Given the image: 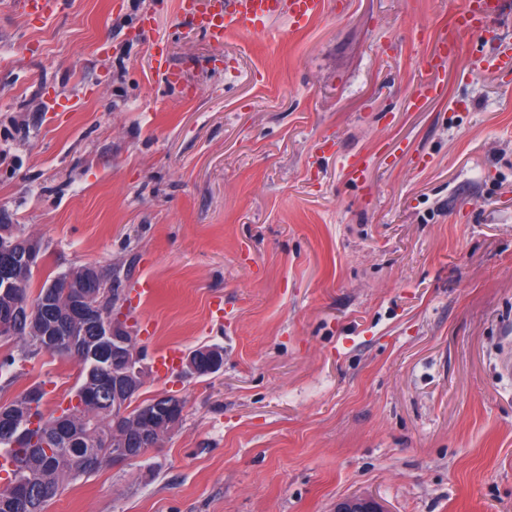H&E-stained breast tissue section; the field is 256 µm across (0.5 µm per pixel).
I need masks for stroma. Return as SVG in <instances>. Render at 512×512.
<instances>
[{
    "label": "stroma",
    "instance_id": "1",
    "mask_svg": "<svg viewBox=\"0 0 512 512\" xmlns=\"http://www.w3.org/2000/svg\"><path fill=\"white\" fill-rule=\"evenodd\" d=\"M343 2L220 46L178 25L177 0L0 8V220L45 246L35 284L95 265L145 358L224 349L208 376L149 373L139 401L175 396L180 423L46 512H335L354 495L512 512V84L472 70L469 37L445 98L411 111L421 31L460 0ZM157 45L195 97L157 73ZM79 371L17 360L0 403L38 386L60 412ZM64 5L62 0H17L15 6L27 17L41 20L58 13Z\"/></svg>",
    "mask_w": 512,
    "mask_h": 512
}]
</instances>
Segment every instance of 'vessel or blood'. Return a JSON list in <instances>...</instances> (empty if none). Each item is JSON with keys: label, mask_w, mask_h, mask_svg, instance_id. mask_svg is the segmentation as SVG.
<instances>
[{"label": "vessel or blood", "mask_w": 512, "mask_h": 512, "mask_svg": "<svg viewBox=\"0 0 512 512\" xmlns=\"http://www.w3.org/2000/svg\"><path fill=\"white\" fill-rule=\"evenodd\" d=\"M16 6L30 19L40 20L58 13L63 0H16ZM327 8V0H178L177 13L181 23L220 44L228 33L261 32L271 20L283 15L293 30L304 29L325 14ZM504 15V0H463L449 26L438 35L429 75L417 81L410 98L411 107L419 109L427 101L444 97L446 86L439 74L448 62L462 55L463 35L499 33L498 22ZM485 63L502 80L511 81L512 45H499Z\"/></svg>", "instance_id": "b4317fda"}]
</instances>
